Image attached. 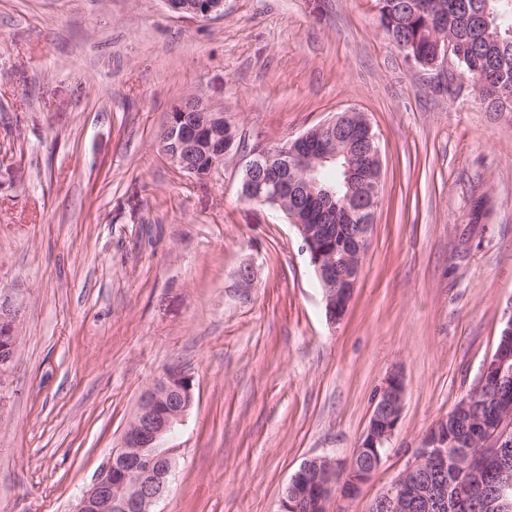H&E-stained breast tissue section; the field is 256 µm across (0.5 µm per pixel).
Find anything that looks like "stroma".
I'll return each instance as SVG.
<instances>
[{"label":"stroma","mask_w":512,"mask_h":512,"mask_svg":"<svg viewBox=\"0 0 512 512\" xmlns=\"http://www.w3.org/2000/svg\"><path fill=\"white\" fill-rule=\"evenodd\" d=\"M196 95L246 136L206 181L168 163ZM381 146L380 204L342 321L294 226L240 195L247 149L346 110ZM253 264L243 292L237 269ZM0 512H73L167 367L194 402L163 442L161 512H277L302 463L348 461L405 384L368 512L477 383L512 305V122L455 63L410 65L373 0H0ZM168 8L179 16L212 19L224 14V0H165Z\"/></svg>","instance_id":"obj_1"}]
</instances>
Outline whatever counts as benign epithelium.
I'll use <instances>...</instances> for the list:
<instances>
[{
	"instance_id": "benign-epithelium-1",
	"label": "benign epithelium",
	"mask_w": 512,
	"mask_h": 512,
	"mask_svg": "<svg viewBox=\"0 0 512 512\" xmlns=\"http://www.w3.org/2000/svg\"><path fill=\"white\" fill-rule=\"evenodd\" d=\"M168 8L183 17L212 19L224 14V0H165ZM434 59L421 65L437 68L460 54L446 36L442 15L431 24ZM213 109L196 96L187 98L169 113L162 140H178L184 153L164 151L170 165L190 173L186 154L212 140L216 132L210 113ZM345 138L357 157L347 155L345 165L349 193L343 199L344 213L361 223L340 244L341 258L319 248L320 228L295 225L323 290L330 322L343 319L361 277V260L368 251L373 218L381 189L382 158L377 135L363 112L346 111L315 127ZM336 154L322 151L307 131L273 149L261 145L250 151L246 178L259 171L269 172L279 192L299 191L293 177L297 160L310 163L311 176L318 166ZM512 381V340L503 339L492 359L484 366L477 384L460 401L455 414L466 419L468 428L448 433V419L438 420L423 436L413 460L373 499L369 512H469L475 494H480L478 512H512V393L502 384ZM194 401L190 375L170 368L158 376L140 397L136 415L128 425L122 447L102 466L93 483L84 491L75 512H156L155 506L167 493L174 459L171 449L161 447L162 439L183 421ZM493 404L491 419L475 418L477 404ZM404 385L393 374L376 399L369 424L349 463L339 467L328 457L306 460L288 481L278 512H327L336 502V512H346L342 503L356 497L379 468L382 456L401 419ZM454 449L448 453V449ZM493 464L496 481L484 484V472Z\"/></svg>"
}]
</instances>
